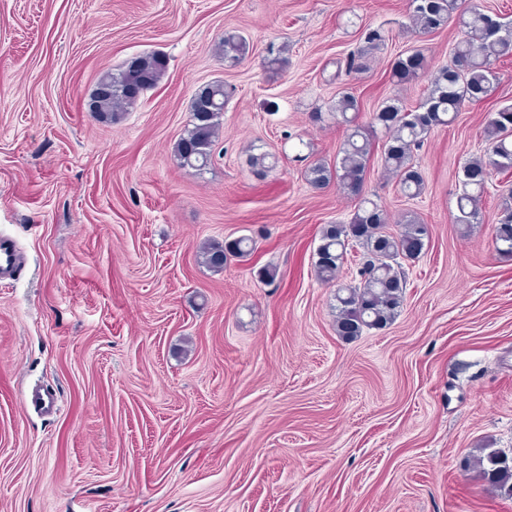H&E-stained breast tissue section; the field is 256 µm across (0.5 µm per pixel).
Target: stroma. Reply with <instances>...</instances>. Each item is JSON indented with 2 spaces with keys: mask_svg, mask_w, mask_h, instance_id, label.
Instances as JSON below:
<instances>
[{
  "mask_svg": "<svg viewBox=\"0 0 512 512\" xmlns=\"http://www.w3.org/2000/svg\"><path fill=\"white\" fill-rule=\"evenodd\" d=\"M411 0H0V237L23 257L0 278V512H512L462 462L512 452V256L494 226L512 172H491L482 223L452 222L463 167L512 105V57L487 98L414 153L425 188L406 197L373 156L365 194L390 229L430 227L405 264L396 320L336 334L332 286L313 264L324 225L356 202L304 179L335 163L344 92L361 122L418 105L448 62L456 23L424 36ZM389 33L365 68L338 63L367 29ZM249 50L225 66V33ZM286 45L272 68L269 44ZM429 70L400 84L393 59ZM164 79L116 124L89 110L99 75L142 53ZM228 98L209 168L174 145L194 93ZM321 111L316 124L311 113ZM276 158L266 176L246 159ZM254 237L224 271L210 240ZM265 267L274 282L260 279ZM53 395L46 414L31 400ZM426 57L420 49H412L398 55L391 67V76L397 83H409L424 72Z\"/></svg>",
  "mask_w": 512,
  "mask_h": 512,
  "instance_id": "35a3bbf8",
  "label": "stroma"
}]
</instances>
